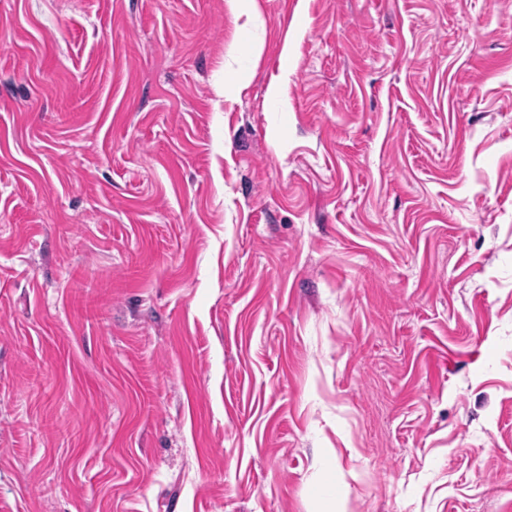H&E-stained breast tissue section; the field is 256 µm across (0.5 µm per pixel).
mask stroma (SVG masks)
Listing matches in <instances>:
<instances>
[{
	"instance_id": "obj_1",
	"label": "stroma",
	"mask_w": 512,
	"mask_h": 512,
	"mask_svg": "<svg viewBox=\"0 0 512 512\" xmlns=\"http://www.w3.org/2000/svg\"><path fill=\"white\" fill-rule=\"evenodd\" d=\"M0 512H512V0H0Z\"/></svg>"
}]
</instances>
